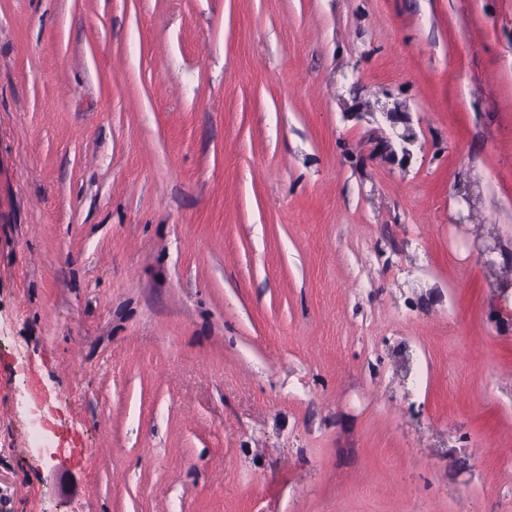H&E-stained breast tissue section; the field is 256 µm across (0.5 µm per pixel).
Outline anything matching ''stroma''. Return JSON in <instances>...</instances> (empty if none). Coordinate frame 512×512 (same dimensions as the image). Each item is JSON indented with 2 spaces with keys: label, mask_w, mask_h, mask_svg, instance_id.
Wrapping results in <instances>:
<instances>
[{
  "label": "stroma",
  "mask_w": 512,
  "mask_h": 512,
  "mask_svg": "<svg viewBox=\"0 0 512 512\" xmlns=\"http://www.w3.org/2000/svg\"><path fill=\"white\" fill-rule=\"evenodd\" d=\"M492 237L512 0H0V512H512Z\"/></svg>",
  "instance_id": "35a3bbf8"
}]
</instances>
